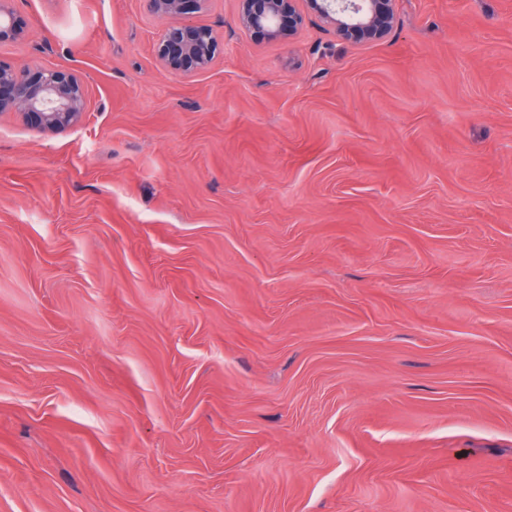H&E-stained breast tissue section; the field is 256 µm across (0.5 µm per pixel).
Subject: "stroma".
<instances>
[{
	"instance_id": "1",
	"label": "stroma",
	"mask_w": 512,
	"mask_h": 512,
	"mask_svg": "<svg viewBox=\"0 0 512 512\" xmlns=\"http://www.w3.org/2000/svg\"><path fill=\"white\" fill-rule=\"evenodd\" d=\"M13 7L87 102L0 115V512H512V0H209L185 77L144 0ZM299 0H239V21L270 41L293 35L302 22ZM397 0H305L308 7L333 26L344 40L354 43L385 37L395 21Z\"/></svg>"
}]
</instances>
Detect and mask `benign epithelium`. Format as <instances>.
<instances>
[{"label": "benign epithelium", "mask_w": 512, "mask_h": 512, "mask_svg": "<svg viewBox=\"0 0 512 512\" xmlns=\"http://www.w3.org/2000/svg\"><path fill=\"white\" fill-rule=\"evenodd\" d=\"M0 0V45L21 40L25 24ZM147 9L171 23L156 44V56L165 71L191 75L214 63L219 41L211 27L194 24L188 15L206 7L208 0H145ZM299 0H239V21L247 31L270 41L293 35L302 22ZM308 7L354 43L385 37L395 21L396 0H305ZM86 111L82 77L56 68L31 70L0 59V112H15L29 126L42 131H65L78 125Z\"/></svg>", "instance_id": "benign-epithelium-1"}]
</instances>
